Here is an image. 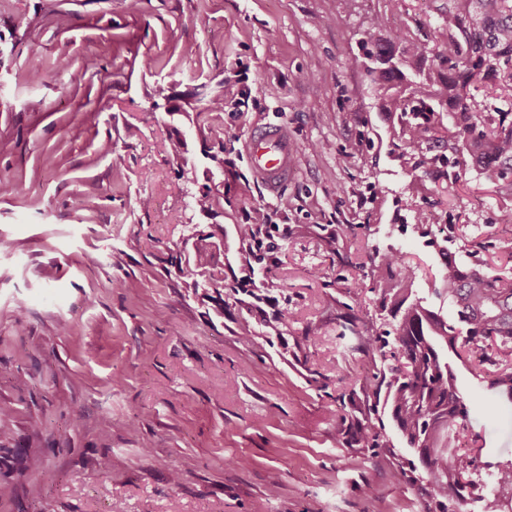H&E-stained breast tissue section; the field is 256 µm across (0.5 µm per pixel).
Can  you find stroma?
<instances>
[{"label": "stroma", "instance_id": "stroma-1", "mask_svg": "<svg viewBox=\"0 0 512 512\" xmlns=\"http://www.w3.org/2000/svg\"><path fill=\"white\" fill-rule=\"evenodd\" d=\"M382 0H0V512H425L395 461L342 446L331 412L367 357L336 319L375 314L327 251L401 252L445 315L441 256L418 215L489 243L512 199L474 175L409 198L393 114L357 60ZM436 0H401L390 30H427ZM223 92L224 109L206 102ZM280 124L296 148L271 194L248 133ZM224 154V169L209 159ZM215 211L174 189L181 165ZM386 191L372 195L371 184ZM262 209L271 297L321 336L307 363L228 317L169 272L186 227L213 233ZM312 225L300 237L289 227ZM480 462L512 459V404L452 360Z\"/></svg>", "mask_w": 512, "mask_h": 512}]
</instances>
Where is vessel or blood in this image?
<instances>
[{
  "instance_id": "b4317fda",
  "label": "vessel or blood",
  "mask_w": 512,
  "mask_h": 512,
  "mask_svg": "<svg viewBox=\"0 0 512 512\" xmlns=\"http://www.w3.org/2000/svg\"><path fill=\"white\" fill-rule=\"evenodd\" d=\"M245 154L251 173L269 190H278L291 174L294 148L283 126L269 124L253 130Z\"/></svg>"
}]
</instances>
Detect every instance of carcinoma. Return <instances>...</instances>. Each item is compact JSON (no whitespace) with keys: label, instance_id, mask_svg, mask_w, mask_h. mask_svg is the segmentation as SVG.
Instances as JSON below:
<instances>
[{"label":"carcinoma","instance_id":"carcinoma-1","mask_svg":"<svg viewBox=\"0 0 512 512\" xmlns=\"http://www.w3.org/2000/svg\"><path fill=\"white\" fill-rule=\"evenodd\" d=\"M396 7L398 0H384V10L363 32L362 47L379 111L398 113L402 155L413 160L412 170L423 173L411 179L408 195L413 199L425 191L426 176L452 185L474 171L512 197V0H446L437 25L421 39L385 28L386 12ZM419 230L444 251L455 225L435 230L426 223ZM267 234L268 225L258 218L234 225L231 243L198 231L195 241L186 240L169 254L170 266L189 278L192 294L209 299L206 290L225 280L224 270L211 261L213 252H233L246 271L243 280L228 285L237 307L235 335L242 343L260 337L259 325L279 339L296 322L288 306L255 321L258 303L274 287L265 274L255 279ZM336 241L334 234L326 237L341 262L370 281L376 311L397 320L393 331L379 332L351 313L338 314L339 325L355 338L354 350L374 368L340 402L341 444L398 457L386 432L387 416L399 441L417 457L406 460L401 473L427 499L426 512H465L467 502L476 499L481 512H512V460L481 468L474 457L450 450L451 434L467 429L470 409L448 362L450 352L460 360L465 353L478 354L480 364L491 366L490 387L512 399V361L490 353L512 350V274L485 270L478 242L465 249V261L442 255V293L456 309L449 322L415 293L414 272L399 252L378 251L366 266L339 253ZM319 336L318 327L306 325L296 345L303 360Z\"/></svg>","mask_w":512,"mask_h":512}]
</instances>
